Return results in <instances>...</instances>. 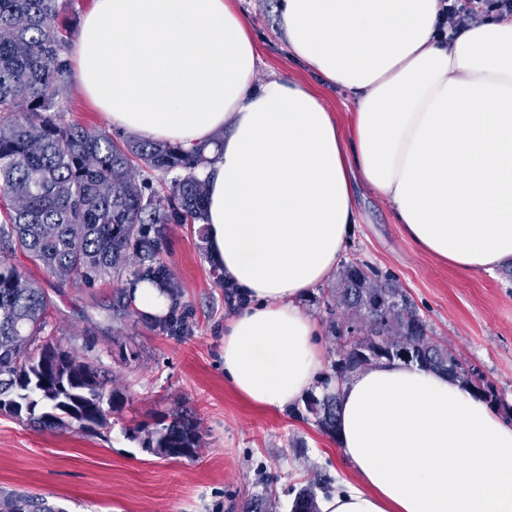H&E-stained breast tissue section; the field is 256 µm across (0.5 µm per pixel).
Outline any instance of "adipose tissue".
Wrapping results in <instances>:
<instances>
[{
    "instance_id": "obj_1",
    "label": "adipose tissue",
    "mask_w": 512,
    "mask_h": 512,
    "mask_svg": "<svg viewBox=\"0 0 512 512\" xmlns=\"http://www.w3.org/2000/svg\"><path fill=\"white\" fill-rule=\"evenodd\" d=\"M278 10L295 58L348 93L350 134L311 86L255 82L256 43L231 0H93L69 52L113 126L205 145L209 255L245 301L224 326V376L267 410L320 379L303 303L354 234L353 180L434 257L486 273L512 263V19L444 42L438 0ZM334 389L356 479L321 512H512V422L471 389L400 360Z\"/></svg>"
}]
</instances>
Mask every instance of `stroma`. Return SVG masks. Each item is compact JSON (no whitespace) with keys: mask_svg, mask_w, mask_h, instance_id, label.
Wrapping results in <instances>:
<instances>
[{"mask_svg":"<svg viewBox=\"0 0 512 512\" xmlns=\"http://www.w3.org/2000/svg\"><path fill=\"white\" fill-rule=\"evenodd\" d=\"M277 2L233 0L258 48L256 82L283 77L319 88L342 132H349L352 102L292 58ZM352 192L358 224L345 261L393 275L431 336L477 368L512 407V277L501 269L463 271L434 258L404 235L380 196L358 181ZM12 261L47 295V331L78 352L86 336L96 338L87 358L111 372L124 406L88 431L44 429L0 412V490L46 496L64 512H244L258 496L267 512H290L302 486H321L326 498L354 480L335 437L314 418L291 407H254L225 380L224 323L242 302L219 280L200 225H166L156 255L178 285L172 325L118 306L131 278L85 286L23 254ZM178 410L193 414L202 435L195 455L162 459L129 439L133 427L153 428Z\"/></svg>","mask_w":512,"mask_h":512,"instance_id":"obj_1","label":"stroma"}]
</instances>
